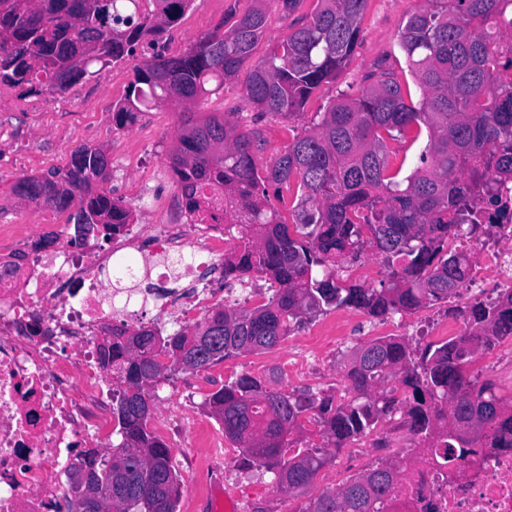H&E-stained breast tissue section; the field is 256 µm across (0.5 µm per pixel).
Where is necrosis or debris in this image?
<instances>
[{
    "label": "necrosis or debris",
    "mask_w": 512,
    "mask_h": 512,
    "mask_svg": "<svg viewBox=\"0 0 512 512\" xmlns=\"http://www.w3.org/2000/svg\"><path fill=\"white\" fill-rule=\"evenodd\" d=\"M74 106L38 82L25 92L0 84V113ZM491 193L508 207L502 214L486 206L482 221L493 232L448 240L449 249L480 256L456 290L468 301L490 302L512 289V182L493 184ZM197 230L188 252L181 224L165 225L153 237V265L127 266L132 287L111 290L103 277L137 236L22 252L20 236L0 226V267L22 260L19 271L0 276V512H71L75 472L112 433V382L97 362V332L115 320L133 324L137 307L166 297L160 284L174 270L188 274L223 257L224 224ZM151 274L157 287L135 289ZM397 494L411 512H512V448L472 449L456 470L425 455L400 471Z\"/></svg>",
    "instance_id": "obj_1"
}]
</instances>
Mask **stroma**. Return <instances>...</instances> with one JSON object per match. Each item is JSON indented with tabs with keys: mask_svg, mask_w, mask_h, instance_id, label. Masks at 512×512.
I'll use <instances>...</instances> for the list:
<instances>
[{
	"mask_svg": "<svg viewBox=\"0 0 512 512\" xmlns=\"http://www.w3.org/2000/svg\"><path fill=\"white\" fill-rule=\"evenodd\" d=\"M422 0H369L362 22V35L350 63L335 80L323 84L310 98L301 114L283 118L252 108L243 99L249 70L241 68L237 77L224 89L208 94L195 111L198 117L213 112H234L243 131L257 144L255 161L259 169L269 167L295 137L303 135L320 114L338 98L358 96L369 86L380 69L394 67L404 81L413 79L406 58L399 48L401 27L407 17L419 9ZM251 0H194L177 24L163 34L160 41L145 39L137 50L138 58L150 57L156 45H165L168 53H181L196 44L205 34L223 26L231 14H244ZM317 0H302L297 10L283 14L275 0H270L267 28L257 43L251 64L264 59L274 42L309 21ZM134 62L110 66L102 75L87 77L69 91L78 101L69 112H50L42 116L10 112L0 120L13 130L25 144L24 154L11 164L0 161V224H14L28 230L41 223L44 207L24 204L13 193L17 178L38 175L53 167L65 166L74 147L81 144L102 146L112 154V179L109 186L113 197L123 198L132 212L133 223L142 225L139 249L130 251L132 259L148 256L156 225L165 223L163 213L146 214L141 202L131 190L142 186L146 197L165 199L180 196L176 178L167 163L175 144L183 116L172 107H150L139 112L135 123L117 129L112 123V109L124 98L134 79ZM348 319L347 336L341 343L324 345L319 352L317 376L313 379L287 381L278 363L288 353L305 354L304 342L310 330L335 321L338 316ZM374 319L351 309L331 310L317 319L291 331L276 348L225 360L198 373L169 372L158 385L154 401V416L169 413L178 399L177 392L194 396L195 413L204 417L202 430L185 427L180 448L173 451V464L181 483L178 512H203V502L209 501L217 478L227 476L233 483L241 512H301L309 499L326 491L344 486L355 476L369 469L373 460L354 448L344 447L331 454L329 462L318 471L309 487L299 495L277 493L272 474L257 468L244 467L241 460L232 466L224 464V449L229 441L205 408L207 394L224 382L242 373L264 378L273 388L283 392L309 390L335 395L337 401L349 400L345 377L352 351L364 343L366 330L375 327Z\"/></svg>",
	"mask_w": 512,
	"mask_h": 512,
	"instance_id": "stroma-1",
	"label": "stroma"
}]
</instances>
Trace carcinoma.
<instances>
[{
  "label": "carcinoma",
  "instance_id": "cac0c4a2",
  "mask_svg": "<svg viewBox=\"0 0 512 512\" xmlns=\"http://www.w3.org/2000/svg\"><path fill=\"white\" fill-rule=\"evenodd\" d=\"M192 0H0V83L24 89L42 79L52 93H65L101 68L136 56L149 36L174 26ZM236 17L222 32L203 36L186 52L156 54L135 68L112 122L123 129L139 106L175 105L185 112L224 87L249 60L267 28L263 4ZM310 21L274 44L247 77L244 100L261 112L292 117L351 60L369 0H319ZM512 0H424L404 22L399 47L423 92L410 102L409 85L396 71L382 72L361 95L329 105L320 122L294 139L273 164L259 172L249 134L215 113L187 116L168 155L189 215L205 209L200 191L240 202L248 224L224 255V278L254 274L271 280L267 301L248 310L217 307L204 322L167 336L150 327L112 325V454L97 452L89 466L106 470L109 459L124 472L100 484L104 499L132 504L133 512H177L180 480L173 451L149 427L148 389L166 371H205L225 360L270 350L310 318L349 307L372 319L409 312L448 299L465 279L468 259L448 252V235L493 225L459 223L470 202L489 190V179H512V84L498 81L502 61L496 41L512 42ZM427 143L419 164L401 176L406 156L387 141ZM112 176L110 152L82 144L67 165L41 176H23L16 197L67 213L71 244L86 234L122 236L131 212L104 184ZM296 182L300 195L288 224L270 197ZM383 256L388 284L370 288L336 277V268L356 261L364 247ZM468 331L417 350L399 337H380L356 348L347 369L353 396L307 390L284 393L242 373L206 399L224 436L242 448L243 463L274 475L282 493L304 491L329 461L320 447L285 458L288 436L300 432L308 411L319 418L327 443L340 449L379 420L405 411L419 450L439 454L458 467L466 449L497 447L512 433V397L478 382L468 365L482 349L512 337V291L491 303L460 312ZM162 351L170 364L157 359ZM398 469L382 461L342 488L309 500L301 512H397Z\"/></svg>",
  "mask_w": 512,
  "mask_h": 512
}]
</instances>
